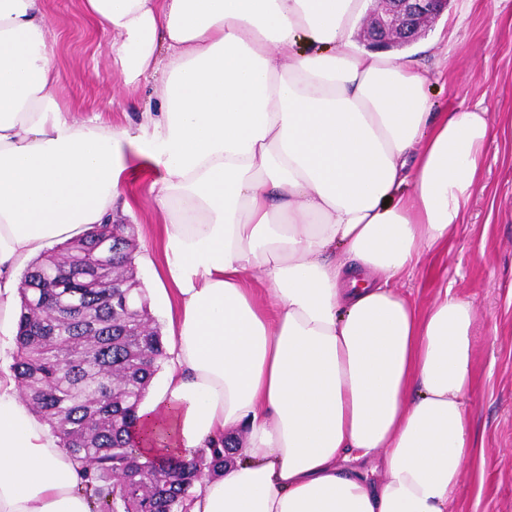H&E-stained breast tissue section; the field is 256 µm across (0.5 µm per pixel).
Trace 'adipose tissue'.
Returning <instances> with one entry per match:
<instances>
[{
  "instance_id": "1",
  "label": "adipose tissue",
  "mask_w": 512,
  "mask_h": 512,
  "mask_svg": "<svg viewBox=\"0 0 512 512\" xmlns=\"http://www.w3.org/2000/svg\"><path fill=\"white\" fill-rule=\"evenodd\" d=\"M370 0H83L130 76L159 78L140 135L74 121L44 0H0V512H90L82 475L12 370L19 274L113 223L123 150L163 176L144 260L167 311L144 459L244 445L189 512H460L477 308L396 287L447 247L493 138L435 112L430 72L359 43Z\"/></svg>"
}]
</instances>
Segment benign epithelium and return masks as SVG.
<instances>
[{
    "label": "benign epithelium",
    "mask_w": 512,
    "mask_h": 512,
    "mask_svg": "<svg viewBox=\"0 0 512 512\" xmlns=\"http://www.w3.org/2000/svg\"><path fill=\"white\" fill-rule=\"evenodd\" d=\"M361 32L375 50H399L417 40L445 10L449 0H375Z\"/></svg>",
    "instance_id": "benign-epithelium-1"
}]
</instances>
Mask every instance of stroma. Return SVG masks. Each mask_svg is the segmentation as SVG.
Returning a JSON list of instances; mask_svg holds the SVG:
<instances>
[{"mask_svg": "<svg viewBox=\"0 0 512 512\" xmlns=\"http://www.w3.org/2000/svg\"><path fill=\"white\" fill-rule=\"evenodd\" d=\"M81 2L46 0L44 23L57 36V98L76 118L96 117L137 133L140 112L156 99V83L150 76L127 81L112 34L86 21ZM425 37L448 44L447 57L417 56L435 72L426 87L434 111L484 104L496 139L483 158L485 190L470 201L449 249L425 256L398 288L422 308L445 285L476 304L472 416L483 437L485 471L480 478L465 471L462 512H512V0L496 11L482 0L469 8L451 0L446 17ZM153 179L137 172L124 213L141 248L150 245L159 221L144 192Z\"/></svg>", "mask_w": 512, "mask_h": 512, "instance_id": "stroma-1", "label": "stroma"}]
</instances>
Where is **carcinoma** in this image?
<instances>
[{
    "instance_id": "1",
    "label": "carcinoma",
    "mask_w": 512,
    "mask_h": 512,
    "mask_svg": "<svg viewBox=\"0 0 512 512\" xmlns=\"http://www.w3.org/2000/svg\"><path fill=\"white\" fill-rule=\"evenodd\" d=\"M103 230L120 244L105 265L93 251ZM135 249L133 225L97 224L36 257L20 282L13 370L31 411L84 468L91 512H186L195 482L206 469L224 468L234 445L189 462L141 461L130 429L167 353Z\"/></svg>"
}]
</instances>
